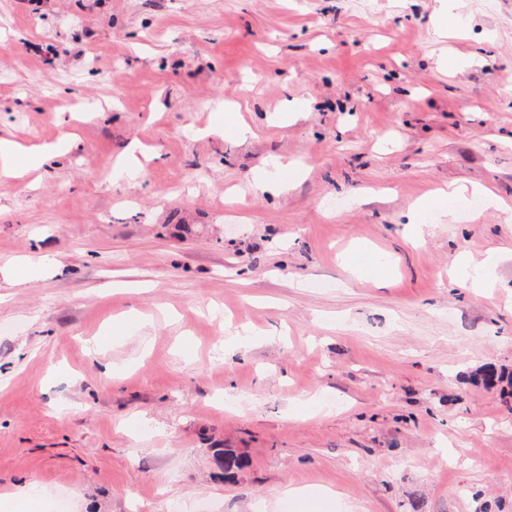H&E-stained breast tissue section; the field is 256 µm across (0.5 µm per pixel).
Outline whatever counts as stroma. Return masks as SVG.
Listing matches in <instances>:
<instances>
[{
    "label": "stroma",
    "mask_w": 512,
    "mask_h": 512,
    "mask_svg": "<svg viewBox=\"0 0 512 512\" xmlns=\"http://www.w3.org/2000/svg\"><path fill=\"white\" fill-rule=\"evenodd\" d=\"M0 135V512H512V0H0ZM21 154L32 158L39 164L47 163L52 158L51 153L48 151L29 153L23 150L18 144L11 141L10 139L0 136V159H2L5 163H8Z\"/></svg>",
    "instance_id": "1"
}]
</instances>
